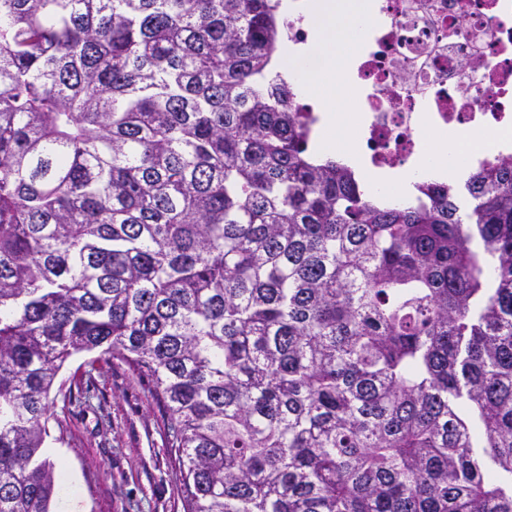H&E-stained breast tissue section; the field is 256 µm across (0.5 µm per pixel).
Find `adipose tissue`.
Returning a JSON list of instances; mask_svg holds the SVG:
<instances>
[{
  "mask_svg": "<svg viewBox=\"0 0 512 512\" xmlns=\"http://www.w3.org/2000/svg\"><path fill=\"white\" fill-rule=\"evenodd\" d=\"M287 11L302 20L306 44L286 45L279 62L294 80L296 91L316 99L322 109L317 145L323 155L356 159L357 130L347 115L355 109V95L343 77L350 48L373 24L361 0H289ZM426 153L409 168L366 174V186L377 195H407L412 182L426 175L453 177L465 171L463 146L468 134L427 132Z\"/></svg>",
  "mask_w": 512,
  "mask_h": 512,
  "instance_id": "obj_1",
  "label": "adipose tissue"
}]
</instances>
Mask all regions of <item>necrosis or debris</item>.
I'll list each match as a JSON object with an SVG mask.
<instances>
[{
	"label": "necrosis or debris",
	"mask_w": 512,
	"mask_h": 512,
	"mask_svg": "<svg viewBox=\"0 0 512 512\" xmlns=\"http://www.w3.org/2000/svg\"><path fill=\"white\" fill-rule=\"evenodd\" d=\"M376 21L354 56L367 164L417 162L425 130L494 129L472 163L512 156V0H368Z\"/></svg>",
	"instance_id": "1"
}]
</instances>
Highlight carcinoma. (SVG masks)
Returning <instances> with one entry per match:
<instances>
[{
    "label": "carcinoma",
    "instance_id": "obj_1",
    "mask_svg": "<svg viewBox=\"0 0 512 512\" xmlns=\"http://www.w3.org/2000/svg\"><path fill=\"white\" fill-rule=\"evenodd\" d=\"M281 0H0V512L64 363L152 384L186 512H512V159L369 194Z\"/></svg>",
    "mask_w": 512,
    "mask_h": 512
}]
</instances>
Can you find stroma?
Instances as JSON below:
<instances>
[{"label": "stroma", "mask_w": 512, "mask_h": 512, "mask_svg": "<svg viewBox=\"0 0 512 512\" xmlns=\"http://www.w3.org/2000/svg\"><path fill=\"white\" fill-rule=\"evenodd\" d=\"M51 397L45 451L64 487L55 512H184L167 418L147 380L82 352L64 364Z\"/></svg>", "instance_id": "stroma-1"}]
</instances>
